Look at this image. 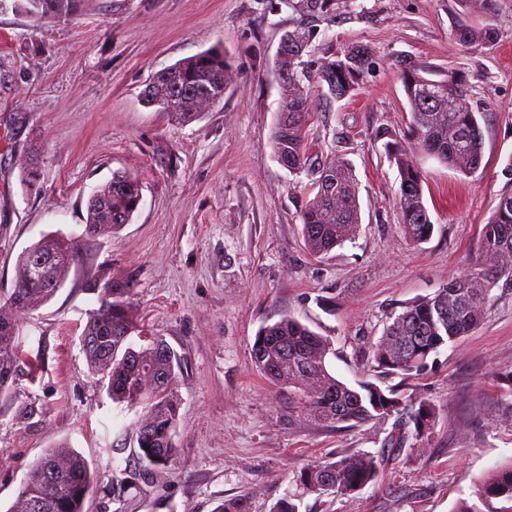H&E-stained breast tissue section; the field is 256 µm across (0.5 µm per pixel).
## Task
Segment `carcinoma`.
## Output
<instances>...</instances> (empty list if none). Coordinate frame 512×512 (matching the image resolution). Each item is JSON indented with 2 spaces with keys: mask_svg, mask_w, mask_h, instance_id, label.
<instances>
[{
  "mask_svg": "<svg viewBox=\"0 0 512 512\" xmlns=\"http://www.w3.org/2000/svg\"><path fill=\"white\" fill-rule=\"evenodd\" d=\"M77 0H26L23 9L42 21L74 12ZM460 42L475 46L490 37L483 29L462 24ZM288 49L277 60L281 110L271 139L274 154L288 159V170L306 167L305 127L311 95L302 85L298 67L310 34H287ZM372 63L366 46L325 59L313 76L322 95L344 99L355 90L360 76ZM400 78L410 106L411 120L404 137L388 138L385 148L399 174L398 210L407 237L415 244L427 242L434 231L424 202V181L411 153L424 152L440 163L468 175L483 159V134L475 112L466 105L463 80L451 74L440 80L426 77L428 70L398 62ZM235 82V73L222 52L208 50L183 59L158 73L143 90V99L162 112L192 119L218 103ZM141 202L137 180L115 174L112 182L88 204L84 235L108 233L129 222ZM302 237L309 254L324 256L354 239L361 223L358 181L352 164L331 155L323 164L317 191L301 215ZM46 257L37 272L29 266ZM77 256L76 244L50 237L26 248L20 255L23 273L14 287L0 292V306L26 312L52 297L64 282ZM512 290V194L500 198L491 220L483 228L480 261L460 277L448 280L433 295L387 316L382 335L371 346L373 370L399 377L382 387L365 380L351 386L328 368L331 342L301 322L284 316L258 330L252 356L260 372L279 386L288 399V413L303 416L327 429L340 430L385 420L393 415L413 424L419 434L435 418L425 401L413 403L405 390L409 381L428 366L443 345L459 340L477 328L494 300V290ZM18 324L0 316V396L10 392L21 371L22 359L15 337ZM137 334L140 344L130 341ZM91 370L101 376L115 403L142 408L146 428L134 421L131 441L143 470L166 466L175 458L179 402L175 382L181 372L180 356L161 338L146 336L129 316L121 289L108 291L97 309L89 313L80 336ZM150 450H145V447ZM380 460L370 453L344 452L336 458L301 469L271 512H298V500L308 493L331 490L351 496L375 481ZM97 484V474L79 452L60 445L46 451L30 468L26 483L10 512H85V503ZM477 502L462 501L456 512H512V462L481 477Z\"/></svg>",
  "mask_w": 512,
  "mask_h": 512,
  "instance_id": "1",
  "label": "carcinoma"
}]
</instances>
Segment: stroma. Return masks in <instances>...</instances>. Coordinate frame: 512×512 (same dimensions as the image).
<instances>
[{
    "label": "stroma",
    "instance_id": "obj_1",
    "mask_svg": "<svg viewBox=\"0 0 512 512\" xmlns=\"http://www.w3.org/2000/svg\"><path fill=\"white\" fill-rule=\"evenodd\" d=\"M461 21L493 28V39L463 46ZM299 27L312 33L307 74L352 45H369L372 63L351 96L313 95L310 161L292 173L270 135L278 48ZM211 48L236 73L220 102L189 121L142 103L156 72ZM402 59L462 78L484 138L482 166L467 176L416 153L435 225L418 246L399 222L398 171L379 136L402 135L410 121ZM334 153L359 180L361 224L354 241L315 257L301 212ZM117 171L140 182L138 210L111 234L83 238L89 198ZM508 194L512 0H329L322 10L314 0H80L72 15L43 21L0 0V290L43 236L79 249L56 294L15 317L28 368L0 398V512L60 443L96 470L88 512H215L241 496L250 512H271L296 472L341 450L382 455L377 480L350 497L305 495L299 512H454L479 477L512 462V388L501 379L512 369V291L413 381L410 394L436 420L387 455L393 419L336 431L289 416L251 348L262 324L287 315L331 341L336 377H371L367 353L387 315L466 273ZM111 288L181 357L179 453L144 474L121 436L136 412L112 402L79 346ZM25 405L37 408L32 419H18ZM122 469L128 487L116 495Z\"/></svg>",
    "mask_w": 512,
    "mask_h": 512
}]
</instances>
